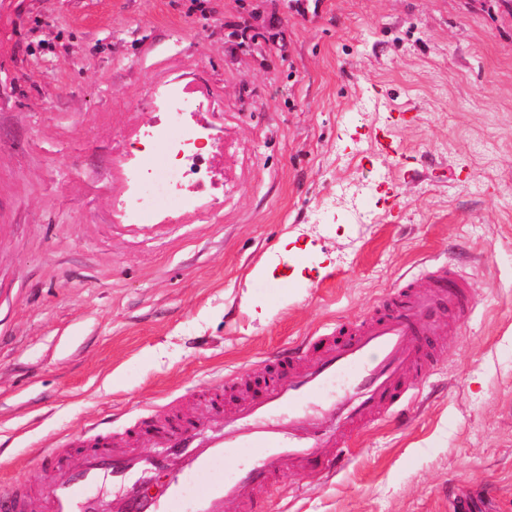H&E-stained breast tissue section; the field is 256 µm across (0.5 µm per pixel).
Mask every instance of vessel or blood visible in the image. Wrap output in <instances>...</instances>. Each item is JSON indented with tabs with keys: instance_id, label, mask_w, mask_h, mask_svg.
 Masks as SVG:
<instances>
[{
	"instance_id": "vessel-or-blood-1",
	"label": "vessel or blood",
	"mask_w": 512,
	"mask_h": 512,
	"mask_svg": "<svg viewBox=\"0 0 512 512\" xmlns=\"http://www.w3.org/2000/svg\"><path fill=\"white\" fill-rule=\"evenodd\" d=\"M470 312L465 283L430 264L364 317L273 352L260 378L236 371L176 410L40 449L43 481L1 491L0 512L32 499L41 512H268L285 473L335 476L366 423L400 416ZM158 476L164 491L147 494Z\"/></svg>"
}]
</instances>
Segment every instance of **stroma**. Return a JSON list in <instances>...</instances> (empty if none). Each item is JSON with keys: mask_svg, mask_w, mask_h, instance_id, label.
Masks as SVG:
<instances>
[{"mask_svg": "<svg viewBox=\"0 0 512 512\" xmlns=\"http://www.w3.org/2000/svg\"><path fill=\"white\" fill-rule=\"evenodd\" d=\"M298 2L0 0V490L461 248L474 311L403 418L270 512H512V0ZM174 88L206 180L134 222Z\"/></svg>", "mask_w": 512, "mask_h": 512, "instance_id": "stroma-1", "label": "stroma"}]
</instances>
